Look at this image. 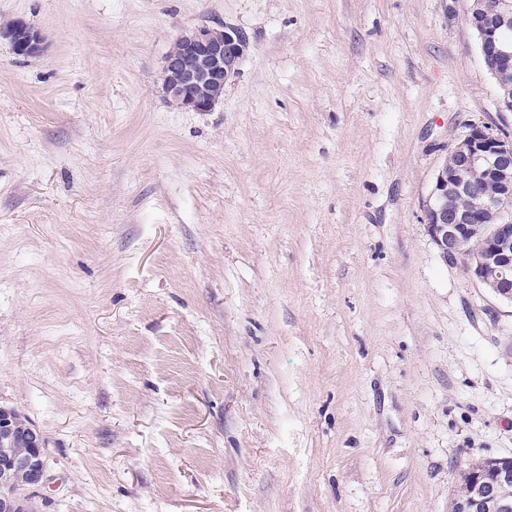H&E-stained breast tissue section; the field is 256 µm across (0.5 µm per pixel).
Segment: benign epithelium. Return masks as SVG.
Listing matches in <instances>:
<instances>
[{"label":"benign epithelium","instance_id":"7a95c632","mask_svg":"<svg viewBox=\"0 0 512 512\" xmlns=\"http://www.w3.org/2000/svg\"><path fill=\"white\" fill-rule=\"evenodd\" d=\"M466 19L473 30L480 56L491 77L504 84L512 71V42L497 30L512 25V0H466ZM21 56L43 51L40 33L23 22L0 26ZM248 48L246 36L233 27L197 26L186 32L165 57L162 91L175 106L209 112ZM462 191L476 210L491 215L485 220L475 210L454 205L449 190ZM427 234L444 260L463 262L472 278L503 301L512 302V134L471 125L448 150L425 204ZM47 440L32 423L14 410L0 408V482H21L39 488L44 481ZM493 480L470 477L455 494L451 512H512V501L496 497L495 484L512 482V459L495 458ZM21 496L0 493V512H23Z\"/></svg>","mask_w":512,"mask_h":512}]
</instances>
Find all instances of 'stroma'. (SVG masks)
<instances>
[{"label": "stroma", "mask_w": 512, "mask_h": 512, "mask_svg": "<svg viewBox=\"0 0 512 512\" xmlns=\"http://www.w3.org/2000/svg\"><path fill=\"white\" fill-rule=\"evenodd\" d=\"M464 0H0V406L37 512H448L512 458V304L423 223L512 132ZM250 42L208 112L162 65ZM0 37L9 39L17 55L38 56L43 51L40 33L20 21L0 26ZM47 440L14 410L0 408L1 485L21 482L39 488L44 481Z\"/></svg>", "instance_id": "stroma-1"}]
</instances>
